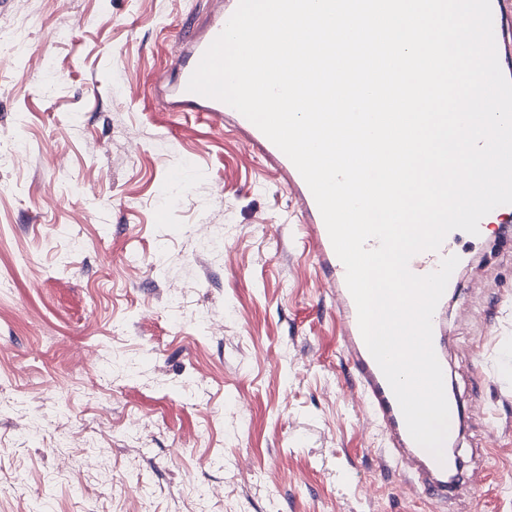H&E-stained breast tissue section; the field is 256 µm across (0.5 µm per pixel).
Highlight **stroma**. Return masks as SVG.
Returning a JSON list of instances; mask_svg holds the SVG:
<instances>
[{"mask_svg":"<svg viewBox=\"0 0 512 512\" xmlns=\"http://www.w3.org/2000/svg\"><path fill=\"white\" fill-rule=\"evenodd\" d=\"M202 2L0 7V512H436L379 461L281 173L156 98ZM460 245L454 509L512 512V233Z\"/></svg>","mask_w":512,"mask_h":512,"instance_id":"obj_1","label":"stroma"}]
</instances>
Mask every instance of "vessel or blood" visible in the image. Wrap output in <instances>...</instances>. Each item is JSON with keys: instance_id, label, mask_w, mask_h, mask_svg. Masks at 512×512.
Instances as JSON below:
<instances>
[{"instance_id": "vessel-or-blood-1", "label": "vessel or blood", "mask_w": 512, "mask_h": 512, "mask_svg": "<svg viewBox=\"0 0 512 512\" xmlns=\"http://www.w3.org/2000/svg\"><path fill=\"white\" fill-rule=\"evenodd\" d=\"M497 56L503 73L512 78V0H491ZM238 6V0H207L203 22L178 33L181 50L172 62L170 72L156 79V92L165 111L192 112L205 120L223 117L227 104L188 92L187 83L203 53L220 34ZM235 123L247 134L249 144L276 169L284 172L311 233L316 259L329 285L336 318L340 324L341 351L349 362L362 404L376 426L387 437L380 451L383 466L406 460L407 478L417 485L423 496L439 504L455 499L461 488V468L453 454L455 435H448L443 460H436L417 445L408 433L399 404L378 364L361 336L354 300L345 281V267L332 246L326 225L306 182L289 160L253 123L243 115H235ZM455 234H448L436 251H425L412 257L410 270L425 275L436 270L442 259L459 255Z\"/></svg>"}]
</instances>
